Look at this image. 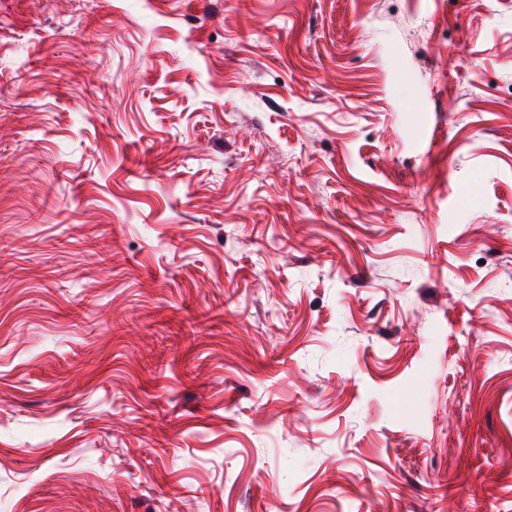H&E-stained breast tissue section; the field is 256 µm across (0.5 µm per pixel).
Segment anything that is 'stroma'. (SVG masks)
Returning a JSON list of instances; mask_svg holds the SVG:
<instances>
[{
    "label": "stroma",
    "mask_w": 512,
    "mask_h": 512,
    "mask_svg": "<svg viewBox=\"0 0 512 512\" xmlns=\"http://www.w3.org/2000/svg\"><path fill=\"white\" fill-rule=\"evenodd\" d=\"M0 512H512V0H0Z\"/></svg>",
    "instance_id": "35a3bbf8"
}]
</instances>
